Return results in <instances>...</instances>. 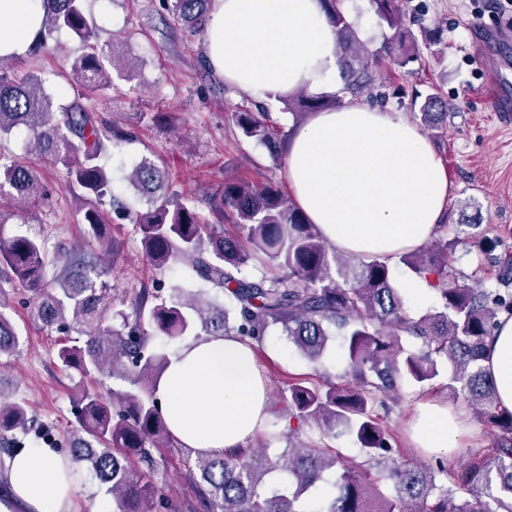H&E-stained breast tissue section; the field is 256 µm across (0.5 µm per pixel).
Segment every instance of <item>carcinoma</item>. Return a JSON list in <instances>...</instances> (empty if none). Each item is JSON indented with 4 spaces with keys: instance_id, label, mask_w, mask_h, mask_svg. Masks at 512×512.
<instances>
[{
    "instance_id": "1",
    "label": "carcinoma",
    "mask_w": 512,
    "mask_h": 512,
    "mask_svg": "<svg viewBox=\"0 0 512 512\" xmlns=\"http://www.w3.org/2000/svg\"><path fill=\"white\" fill-rule=\"evenodd\" d=\"M85 0H43L48 25L31 52L49 45L67 30L83 52L70 64L74 97L58 101L45 80L30 72L18 76L0 67V202L25 208L44 194L35 170L9 153L2 141L23 129L35 152L62 166L65 183L78 200L76 214L105 252L112 233L105 206L112 204L113 185L100 163L111 139L131 140L127 125L112 121L97 126L88 103L112 86L109 67L114 51L97 41V27ZM340 47L341 94L314 96L304 90L280 98L303 125L314 112L343 106L372 94L373 70L390 60L403 68L422 60L423 50L441 43L444 30L423 28L424 39L405 25L404 0H371L378 19L394 31L374 50L360 42L347 19L344 0H322ZM160 5L188 32H206L211 0H160ZM421 121L432 130L447 127L448 104L429 95ZM241 137L263 145L277 166L290 132L267 112L242 109L234 115ZM126 180L145 202L127 217L142 234L143 255L157 270L175 262L189 266L192 278L224 295L215 308L182 289L166 296L141 287L130 300L112 292L101 265L74 258L66 251L48 258L42 243L26 232L9 236L0 230V278L30 296L33 321L65 335L55 349L64 373L78 372L99 384L126 368V386L107 394L83 388L74 402L72 457L88 462L107 494L113 512H171L165 487L153 479L154 451L181 449L159 408L157 383L169 358L164 343L184 336H237L261 343L272 326L281 328L296 349L317 363L333 337H343V384L295 377L288 384V420L312 426L316 436L270 457L265 448L236 453L196 455L187 459V479L195 486L206 512H512V412L499 405L495 382L482 365L485 340L501 316H512V269L496 274L497 287L459 282L448 259L460 238H448L447 225L420 249L394 260H365L330 247L316 225L287 197L272 178L249 181L224 175L207 198L210 217L185 198L168 191L165 172L144 158ZM239 226L244 238L224 235V221ZM471 248L491 255L512 244L499 235L474 237ZM261 260L280 275L255 277L251 262ZM403 266L422 278L438 297L439 307L418 317L411 314L397 287L395 270ZM420 343L408 350L402 338ZM19 336L0 289V356L13 355ZM448 363L443 388L453 399L470 402L480 422L492 428L493 443L478 461L436 467L388 460L392 433L382 410L400 399L401 382L430 388L440 375L439 360ZM35 422L26 404L0 393V453L17 451V434ZM353 437L364 461L343 458L331 441ZM392 481L393 494H382L370 471ZM288 473V485H268L272 471ZM331 470L338 471L335 492L311 509L306 494Z\"/></svg>"
}]
</instances>
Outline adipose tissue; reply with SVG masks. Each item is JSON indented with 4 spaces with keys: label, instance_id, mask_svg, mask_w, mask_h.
Instances as JSON below:
<instances>
[{
    "label": "adipose tissue",
    "instance_id": "obj_1",
    "mask_svg": "<svg viewBox=\"0 0 512 512\" xmlns=\"http://www.w3.org/2000/svg\"><path fill=\"white\" fill-rule=\"evenodd\" d=\"M44 20L41 0H0V58L26 56ZM204 51L225 84L256 98L318 93L339 71L322 0H212ZM286 166L292 199L325 241L365 259L429 243L451 191L446 166L414 123L359 103L313 113L290 136ZM483 366L512 411V317L487 340ZM158 396L174 438L202 455L246 446L270 416L256 356L230 336L184 345ZM409 431L414 447L446 452L470 424L429 399L417 403ZM80 484L78 465L56 450H20L0 473V512H74Z\"/></svg>",
    "mask_w": 512,
    "mask_h": 512
}]
</instances>
